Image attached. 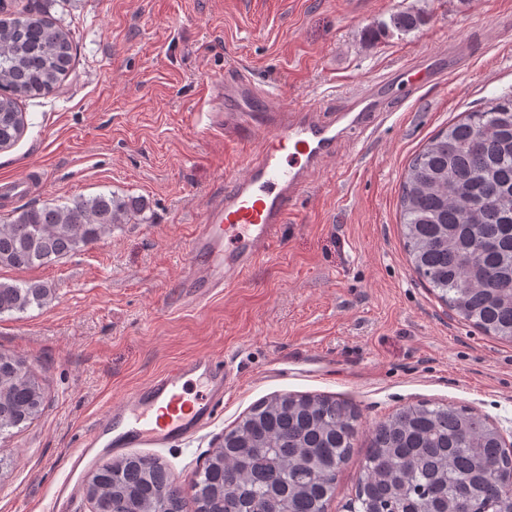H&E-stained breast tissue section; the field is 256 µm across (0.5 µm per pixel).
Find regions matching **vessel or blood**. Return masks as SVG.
Segmentation results:
<instances>
[{
	"label": "vessel or blood",
	"mask_w": 512,
	"mask_h": 512,
	"mask_svg": "<svg viewBox=\"0 0 512 512\" xmlns=\"http://www.w3.org/2000/svg\"><path fill=\"white\" fill-rule=\"evenodd\" d=\"M436 76L427 65L395 71L401 98L413 97ZM208 128L225 141L244 144L265 133L247 155L245 171L224 177V190L207 201L206 217L187 246L179 281L183 297L199 303L233 286L276 242L313 174L335 157L346 135H360L385 118L381 84L349 94L343 110L316 105L282 107L274 91L255 84L241 68L208 89ZM230 383L223 359L199 354L156 373L116 410L103 414L86 437L93 450L111 434L114 450L161 446L203 427L224 401Z\"/></svg>",
	"instance_id": "b4317fda"
}]
</instances>
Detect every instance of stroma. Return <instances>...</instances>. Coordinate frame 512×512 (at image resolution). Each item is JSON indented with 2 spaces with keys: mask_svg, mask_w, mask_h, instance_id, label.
<instances>
[{
  "mask_svg": "<svg viewBox=\"0 0 512 512\" xmlns=\"http://www.w3.org/2000/svg\"><path fill=\"white\" fill-rule=\"evenodd\" d=\"M76 50L60 88L25 100L28 127L0 150V219L75 197L143 201L128 223L49 266L0 269L2 282L52 290L44 306L0 314V350L46 382V410L16 431L0 468V512H91L84 434L136 387L198 354L235 379L205 428L154 449L182 485L258 401L318 393L359 412L355 448L328 512L354 497L373 428L422 401L465 405L512 443V343L479 332L413 270L401 185L427 140L486 100L512 93V0H48ZM401 11L422 23L368 40ZM439 78L390 97L380 130L350 139L313 176L277 242L238 283L180 306L187 243L226 172L259 150L205 133L206 88L229 65L274 84L281 105L340 110L354 87L405 63ZM31 175L29 194L7 181Z\"/></svg>",
  "mask_w": 512,
  "mask_h": 512,
  "instance_id": "obj_1",
  "label": "stroma"
}]
</instances>
